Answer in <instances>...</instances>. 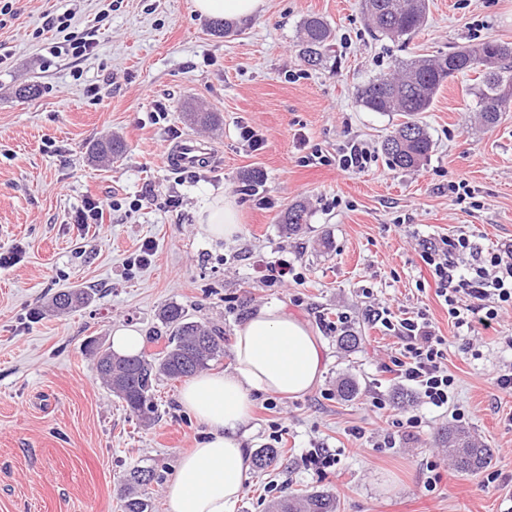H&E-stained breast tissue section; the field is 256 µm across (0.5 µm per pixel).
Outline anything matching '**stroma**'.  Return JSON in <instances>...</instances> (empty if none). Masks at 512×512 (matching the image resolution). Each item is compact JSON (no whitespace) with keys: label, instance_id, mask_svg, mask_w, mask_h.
<instances>
[{"label":"stroma","instance_id":"35a3bbf8","mask_svg":"<svg viewBox=\"0 0 512 512\" xmlns=\"http://www.w3.org/2000/svg\"><path fill=\"white\" fill-rule=\"evenodd\" d=\"M265 16L216 35L192 0H17L0 17V252L19 250L0 268V512H120V479L131 467L163 478L202 438L178 401L180 382H161L160 418L144 427L97 379L88 341L109 344L114 326L135 324L145 338L163 333L158 313L176 302L232 340L252 311L275 303L308 323L322 343L321 384L297 398L259 395L247 424L248 448L283 429L277 466L250 474L236 512H267L293 493L328 491L337 512H512V395L494 390L489 372L512 362V312L497 332L466 336L448 317L421 258L420 240L464 231L486 249L512 241V111L497 124L476 118L475 74L457 75L419 120L434 148L418 168H392L383 138L403 120L372 112L359 86L416 57H434L485 40L512 44V0H428L413 35L373 34L361 0H267ZM67 15L66 28L52 18ZM310 14L328 23L334 51L311 67L299 56L300 26ZM91 38L74 58L69 44ZM38 85L31 98L19 97ZM216 113L213 128L187 112ZM264 140L250 150L241 126ZM189 135L210 158L175 169L166 152ZM126 146L115 163L92 159L95 142ZM369 146V171L345 172L336 157L351 142ZM326 156L309 163L311 151ZM260 170L262 183L242 176ZM467 181L472 198L455 202L448 185ZM234 198L240 231L212 241L199 210L216 195ZM103 202L104 223L75 224L85 199ZM303 202L309 220L287 234L280 217ZM148 264L134 259L145 242ZM285 258L299 280L267 285L258 267ZM92 289L88 305L50 310L57 292ZM393 320L424 309L448 339L455 378L448 408L419 398L399 403L386 366L400 347L370 308ZM360 337L338 343L335 322ZM360 387L338 397L340 375ZM383 394L380 413L366 402ZM462 421H455V413ZM416 414L421 428L398 448L383 440L396 421ZM461 423L491 448L494 488L458 472L435 436ZM338 465L305 464L316 446ZM436 488H425L428 477Z\"/></svg>","mask_w":512,"mask_h":512}]
</instances>
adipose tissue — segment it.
Segmentation results:
<instances>
[{
    "instance_id": "adipose-tissue-1",
    "label": "adipose tissue",
    "mask_w": 512,
    "mask_h": 512,
    "mask_svg": "<svg viewBox=\"0 0 512 512\" xmlns=\"http://www.w3.org/2000/svg\"><path fill=\"white\" fill-rule=\"evenodd\" d=\"M192 6L204 17L235 20L262 15L266 0H193ZM197 222L209 238H232L239 225L236 204L215 197ZM323 372L312 329L284 305L261 307L239 323L229 368L201 373L181 388L180 402L203 437L166 481L164 512H235L252 468L245 427L253 394L302 396L317 387Z\"/></svg>"
}]
</instances>
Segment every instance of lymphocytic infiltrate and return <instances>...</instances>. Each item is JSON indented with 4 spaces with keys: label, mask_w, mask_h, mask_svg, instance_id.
Listing matches in <instances>:
<instances>
[{
    "label": "lymphocytic infiltrate",
    "mask_w": 512,
    "mask_h": 512,
    "mask_svg": "<svg viewBox=\"0 0 512 512\" xmlns=\"http://www.w3.org/2000/svg\"><path fill=\"white\" fill-rule=\"evenodd\" d=\"M422 259L457 328L473 334L489 330L500 311L512 310V242L487 252L460 233L427 246ZM397 331L401 349L391 359L397 378L416 386L425 404L447 408L455 379L448 372L446 337L423 311L401 319Z\"/></svg>",
    "instance_id": "lymphocytic-infiltrate-1"
}]
</instances>
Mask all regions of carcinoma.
Listing matches in <instances>:
<instances>
[{
	"instance_id": "1",
	"label": "carcinoma",
	"mask_w": 512,
	"mask_h": 512,
	"mask_svg": "<svg viewBox=\"0 0 512 512\" xmlns=\"http://www.w3.org/2000/svg\"><path fill=\"white\" fill-rule=\"evenodd\" d=\"M361 5L370 29L391 37L415 33L423 26L427 14L426 0H361ZM301 29L302 58L308 65L317 66L329 51L328 25L322 17L309 15L304 18ZM507 48V43L481 42L432 59H412L394 72L383 74L357 89V97L366 109L398 112L404 116V121L382 143V152L391 167L413 169L428 158L433 142L415 116L428 111L437 92L455 75L479 74L482 85L477 102L479 118L486 125L498 122L501 113L512 106V95L502 94V88L512 87V51ZM91 153L100 158L120 159L125 145L112 137L95 143ZM308 218L307 206L299 203L288 208L281 223L292 233L308 223ZM90 299L91 294L86 290L58 293L51 300V308L63 314ZM159 320L167 334L164 347L157 353L121 357L101 344L87 346L95 374L146 427L159 419L155 394L161 381L189 378L224 355V332L190 319L181 305H164ZM337 392L343 399L352 400L359 393V385L354 378L343 377ZM439 441L448 449L459 471L476 474L491 462L492 450L477 443L461 427L445 430ZM281 454V449L272 446L258 449L254 455L257 471L264 472L276 465ZM155 476L154 469L142 466H134L123 475L121 512H152L149 486ZM336 509L333 494L316 491L279 500L272 505L271 512H336Z\"/></svg>"
}]
</instances>
